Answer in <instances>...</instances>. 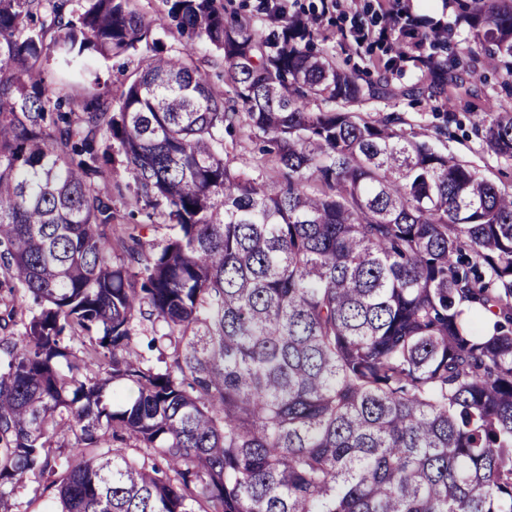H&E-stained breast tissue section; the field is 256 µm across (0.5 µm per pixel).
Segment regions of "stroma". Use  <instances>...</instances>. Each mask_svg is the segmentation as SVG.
I'll list each match as a JSON object with an SVG mask.
<instances>
[{"mask_svg":"<svg viewBox=\"0 0 512 512\" xmlns=\"http://www.w3.org/2000/svg\"><path fill=\"white\" fill-rule=\"evenodd\" d=\"M285 12L309 17L316 49L361 80L376 79L379 71H386L393 93L361 105L363 117H401L405 132L423 134L431 147L457 156L500 189L512 192V159L487 151L476 130L479 110L512 109V86L506 84L504 70L489 65L475 49L455 0H285ZM389 16L406 18L408 27L378 37ZM436 22L445 26L446 38L416 48L414 33ZM416 55L447 61L446 96L415 93V86L424 81L422 69L412 61ZM224 143L234 167L249 174L266 172L269 155L262 133L239 127L225 136ZM56 495L49 481L33 478L24 488L6 494L0 512H50Z\"/></svg>","mask_w":512,"mask_h":512,"instance_id":"1","label":"stroma"}]
</instances>
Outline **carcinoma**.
Returning <instances> with one entry per match:
<instances>
[{"mask_svg":"<svg viewBox=\"0 0 512 512\" xmlns=\"http://www.w3.org/2000/svg\"><path fill=\"white\" fill-rule=\"evenodd\" d=\"M162 2L156 25L131 0H0V487L54 475L55 512H512V193L353 110L388 77L337 67L302 17L265 35ZM459 7L512 78V0ZM156 26L220 52L232 99ZM140 48L78 111L45 88L51 59ZM419 63L442 92L448 66ZM242 110L276 189L224 158ZM479 120L512 158V111Z\"/></svg>","mask_w":512,"mask_h":512,"instance_id":"obj_1","label":"carcinoma"}]
</instances>
